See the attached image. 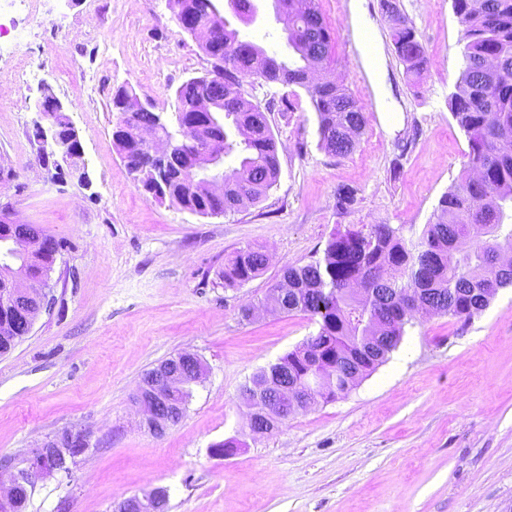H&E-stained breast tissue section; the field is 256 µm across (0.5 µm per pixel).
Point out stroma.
Listing matches in <instances>:
<instances>
[{
    "instance_id": "obj_1",
    "label": "stroma",
    "mask_w": 512,
    "mask_h": 512,
    "mask_svg": "<svg viewBox=\"0 0 512 512\" xmlns=\"http://www.w3.org/2000/svg\"><path fill=\"white\" fill-rule=\"evenodd\" d=\"M398 2L429 59L420 81L393 52L380 0H317L335 35L329 69L362 107L365 133L351 154L330 155L305 88L246 79V98L288 148L266 197L218 216L148 198L113 137L117 89L169 116L176 90L212 69L168 0H40L17 16L26 54L0 57V81L20 68L40 79L0 95V210L66 247L50 309L0 356V460L24 466L65 431L88 443L71 474L36 478L25 512H115L157 487L168 512H512L511 287L470 321L417 319L347 395L273 434L250 432L240 398L253 374L318 329L305 314L263 308L284 268L321 257L339 224L421 229L461 174L468 141L448 98L464 43L452 0ZM283 28L268 8L239 31L285 59ZM365 31L377 45L372 72ZM92 33L108 49L76 58ZM47 90L79 132L88 182L39 159L33 104ZM344 187L355 199L345 212ZM247 246L264 248L266 270L223 286L225 260ZM181 352L205 372L183 418L157 437L133 397L144 373ZM232 437L243 443L235 455L212 454Z\"/></svg>"
}]
</instances>
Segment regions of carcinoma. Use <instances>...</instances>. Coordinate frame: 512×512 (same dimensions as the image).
Masks as SVG:
<instances>
[{
    "label": "carcinoma",
    "instance_id": "obj_1",
    "mask_svg": "<svg viewBox=\"0 0 512 512\" xmlns=\"http://www.w3.org/2000/svg\"><path fill=\"white\" fill-rule=\"evenodd\" d=\"M287 5L288 46L295 57L280 60L253 41L240 37L229 19L214 27L204 47L213 60L212 73L176 91L177 108L190 126L189 140L174 153L165 176L149 167L137 168V141L132 135L116 139L129 172L154 191L153 198L169 200L185 210L207 216L214 200L196 173V142L215 136L214 123L224 125L223 158L237 162L228 197L240 187L252 186L249 204L259 202L280 174L277 145L261 108L245 98L242 80L252 75L254 57H266V82L303 84L314 60L327 64L332 33L315 0H276ZM177 14L201 26L213 24L212 0H168ZM391 16L390 38L405 73L419 76L427 65L424 46L412 22L392 0H381ZM461 27L463 66L448 107L468 139L462 174L444 193L428 224L419 234L405 236L390 224H338L329 235L323 256L301 266L284 268L267 297V305L283 313H305L318 324L312 336L320 360L331 365L326 377H316L315 359L299 345L269 367L255 373L251 384L272 375L306 378L320 390L325 402L346 395L369 376L396 349L405 326L422 310L436 311L465 322L489 305L481 291L486 281L512 286V265L499 261V253L512 249V0H452ZM212 92L217 110L187 112L185 106L199 91ZM318 120L319 146L334 156L354 151L366 127V118L347 89H310ZM119 122L133 128L150 125V112L132 117L112 97ZM47 245H35L19 257L29 278L49 287L56 255L64 244L46 234ZM268 265L266 253L253 247L237 250L224 263L218 277L226 287L254 279ZM15 269L0 265V328H14L18 314L3 301ZM375 336L379 357L361 353L362 340Z\"/></svg>",
    "mask_w": 512,
    "mask_h": 512
}]
</instances>
